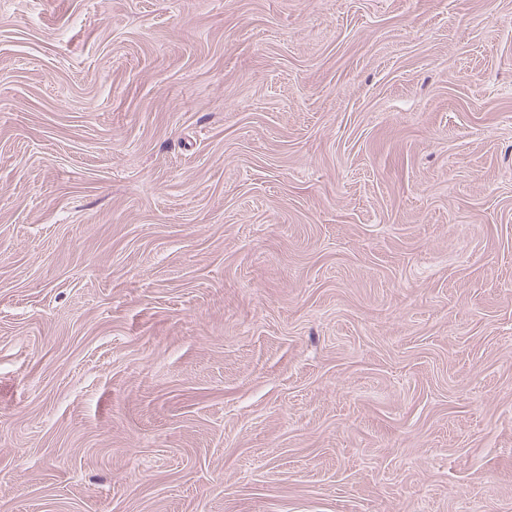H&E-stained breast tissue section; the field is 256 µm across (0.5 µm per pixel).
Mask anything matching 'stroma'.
<instances>
[{"label": "stroma", "instance_id": "obj_1", "mask_svg": "<svg viewBox=\"0 0 512 512\" xmlns=\"http://www.w3.org/2000/svg\"><path fill=\"white\" fill-rule=\"evenodd\" d=\"M0 512H512V0H0Z\"/></svg>", "mask_w": 512, "mask_h": 512}]
</instances>
